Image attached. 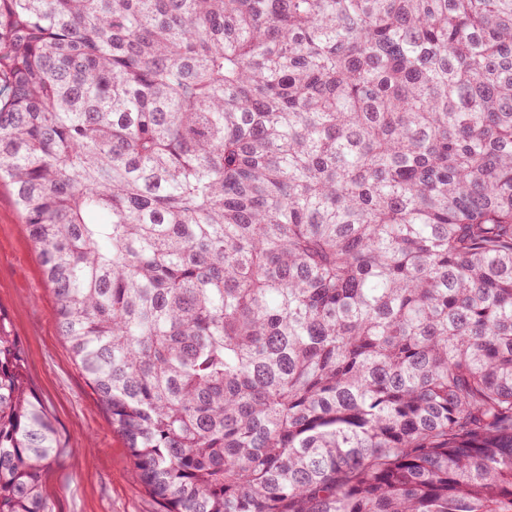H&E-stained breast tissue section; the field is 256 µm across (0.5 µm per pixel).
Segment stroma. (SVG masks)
Wrapping results in <instances>:
<instances>
[{
    "instance_id": "35a3bbf8",
    "label": "stroma",
    "mask_w": 512,
    "mask_h": 512,
    "mask_svg": "<svg viewBox=\"0 0 512 512\" xmlns=\"http://www.w3.org/2000/svg\"><path fill=\"white\" fill-rule=\"evenodd\" d=\"M55 300L9 184H0V310L19 338L35 393L66 443L44 481L53 512H160L60 335Z\"/></svg>"
}]
</instances>
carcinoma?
<instances>
[{
  "label": "carcinoma",
  "instance_id": "carcinoma-1",
  "mask_svg": "<svg viewBox=\"0 0 512 512\" xmlns=\"http://www.w3.org/2000/svg\"><path fill=\"white\" fill-rule=\"evenodd\" d=\"M2 181L161 512H512V0H0Z\"/></svg>",
  "mask_w": 512,
  "mask_h": 512
}]
</instances>
